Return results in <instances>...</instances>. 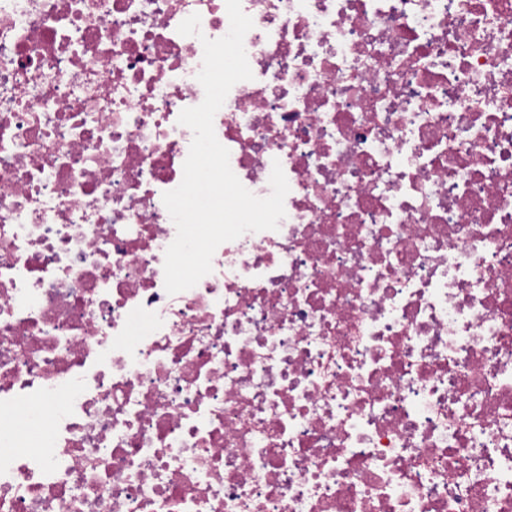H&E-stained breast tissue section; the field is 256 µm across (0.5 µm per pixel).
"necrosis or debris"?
Returning <instances> with one entry per match:
<instances>
[{"label":"necrosis or debris","mask_w":512,"mask_h":512,"mask_svg":"<svg viewBox=\"0 0 512 512\" xmlns=\"http://www.w3.org/2000/svg\"><path fill=\"white\" fill-rule=\"evenodd\" d=\"M241 6L286 216L170 295L226 0H0V512H512V0Z\"/></svg>","instance_id":"obj_1"}]
</instances>
